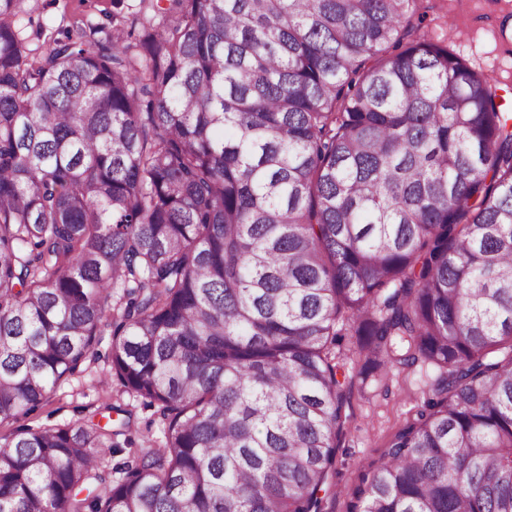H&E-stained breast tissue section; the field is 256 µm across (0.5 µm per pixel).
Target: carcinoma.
Returning a JSON list of instances; mask_svg holds the SVG:
<instances>
[{"mask_svg": "<svg viewBox=\"0 0 512 512\" xmlns=\"http://www.w3.org/2000/svg\"><path fill=\"white\" fill-rule=\"evenodd\" d=\"M0 0V424L94 359L157 406L0 435V512H328L349 387L439 370L347 512H512V113L420 0ZM119 289L121 293L114 294ZM15 20L28 38L29 48L41 52L45 47L40 30L45 34L76 30L86 20L112 26V0H24Z\"/></svg>", "mask_w": 512, "mask_h": 512, "instance_id": "carcinoma-1", "label": "carcinoma"}]
</instances>
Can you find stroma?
Returning a JSON list of instances; mask_svg holds the SVG:
<instances>
[{
	"mask_svg": "<svg viewBox=\"0 0 512 512\" xmlns=\"http://www.w3.org/2000/svg\"><path fill=\"white\" fill-rule=\"evenodd\" d=\"M421 9L426 14L423 31L432 40L446 41L449 51L466 63L490 73L503 111L512 112V0H423ZM111 12L112 0H22L16 22L34 50L43 48L44 34L75 30L88 20L102 22ZM108 350V343H101L97 359L24 422L34 427L59 425L88 417L107 404L128 410L131 427L122 449L106 456L103 463L115 480L134 465L135 449L161 440L163 421L156 407L126 392L112 376ZM361 365L356 357L349 363L351 393L332 477L342 494L331 500L329 512H346V491L380 458L392 434L415 416L438 374L434 365L420 362L366 378L359 373Z\"/></svg>",
	"mask_w": 512,
	"mask_h": 512,
	"instance_id": "obj_1",
	"label": "stroma"
}]
</instances>
